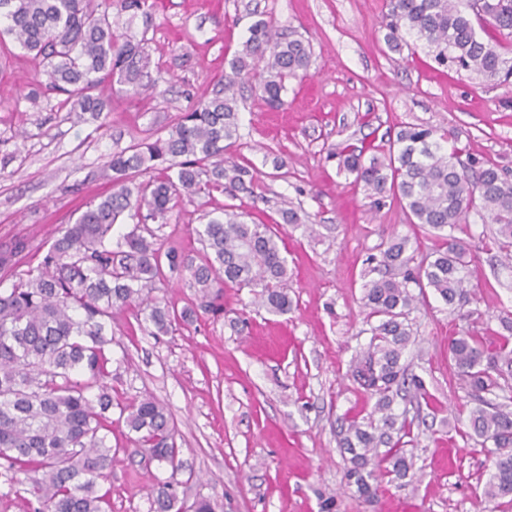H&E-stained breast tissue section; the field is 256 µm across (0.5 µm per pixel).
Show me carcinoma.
<instances>
[{"mask_svg":"<svg viewBox=\"0 0 512 512\" xmlns=\"http://www.w3.org/2000/svg\"><path fill=\"white\" fill-rule=\"evenodd\" d=\"M147 13L148 0H0L9 21L5 32L47 62L44 87L67 95L74 112L101 114L102 91L117 83L143 95L166 81L149 71L146 38L121 32L110 9ZM390 50L417 45L442 66L488 80L512 76V0H386L384 15ZM229 60L209 96L152 141L112 153L106 164L112 191L86 205L74 223L47 247L18 241L0 252V267L19 254H41L35 267L14 274L0 289V468L23 472L19 481L29 512H106L98 482L112 470V387L109 347L112 315L132 306L147 311L159 333L189 321L194 311L176 313L150 297L165 273L186 272L197 288L200 307L224 311L219 286L253 288L267 310H291L287 259L281 239L266 224L224 211L194 230L200 259L162 250L146 221L167 223L171 209L203 191L227 188L252 192L247 167L225 156L237 139L239 87L257 85L261 100L278 109L289 81L306 76L312 62L309 42L284 37L260 18ZM432 128L406 126L377 155L374 144L345 143L338 156L363 184L373 203L392 196L405 203L410 223L442 242L432 259L414 262L410 238L394 234L370 258L377 271L401 270L362 284V307L375 320L365 347L352 358L349 376L375 399L365 417L344 419L340 447L349 455L345 480L365 500L383 485L405 486L415 471L413 421L409 409L432 404L424 382L408 374L404 356L411 344L412 287L432 289L448 307L478 322L470 309V266L476 260L467 240L456 235L475 214L496 225L491 244L501 265L512 269V178L494 166L462 165L458 149ZM149 172L160 177L142 179ZM133 228L114 235L123 217ZM448 356L466 393L467 419L489 455L493 472L483 489L488 501L512 506V337L489 346L469 333L448 343ZM402 401V410L396 409ZM119 419L135 433L133 453L171 467L170 476L150 490L153 512H213L210 499L185 506L178 496L182 470L172 414L151 396L120 407Z\"/></svg>","mask_w":512,"mask_h":512,"instance_id":"obj_1","label":"carcinoma"}]
</instances>
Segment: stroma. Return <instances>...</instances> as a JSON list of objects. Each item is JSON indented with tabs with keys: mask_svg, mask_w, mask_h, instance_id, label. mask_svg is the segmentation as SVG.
<instances>
[{
	"mask_svg": "<svg viewBox=\"0 0 512 512\" xmlns=\"http://www.w3.org/2000/svg\"><path fill=\"white\" fill-rule=\"evenodd\" d=\"M311 45L309 77L291 82L287 107L271 111L253 84L241 92L232 149L254 179L253 194H199L179 203L153 231L165 247L199 252L194 229L228 209L271 225L288 261L292 310L274 315L251 289L224 291L220 316L155 333L143 313L112 321V397L154 396L179 430L184 497H211L215 512H500L482 500L491 462L461 422L465 393L448 359L451 337L472 330L493 342L512 312V271L490 250L491 225L470 216L467 240L478 256L469 286L483 322L461 320L432 289L410 314L415 345L406 355L431 393L413 431L421 482L367 502L345 487L341 419L371 409L348 375L369 324L360 303L362 273L391 233L416 238L419 255L438 243L409 224L399 203L376 208L353 174L339 167L337 146L386 145L403 126L431 127L457 140L481 165L512 174V80H485L438 67L423 50H388L385 0H153L147 15L116 14L120 27L149 42L151 64L167 77L156 91H109L101 116H75L64 95L31 102L44 65L4 35L0 18V246L33 238L52 242L108 183L112 152L141 142L192 111L223 75L248 36L255 13ZM294 209L300 223L285 224ZM132 435L113 422L116 460L107 481L108 512H151L150 487L171 469L128 455Z\"/></svg>",
	"mask_w": 512,
	"mask_h": 512,
	"instance_id": "obj_1",
	"label": "stroma"
}]
</instances>
